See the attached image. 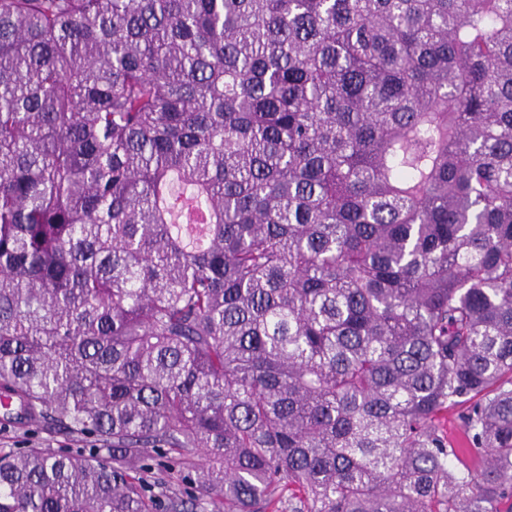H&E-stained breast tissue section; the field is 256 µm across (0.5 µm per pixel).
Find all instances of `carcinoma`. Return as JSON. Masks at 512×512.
Masks as SVG:
<instances>
[{"label":"carcinoma","mask_w":512,"mask_h":512,"mask_svg":"<svg viewBox=\"0 0 512 512\" xmlns=\"http://www.w3.org/2000/svg\"><path fill=\"white\" fill-rule=\"evenodd\" d=\"M2 399L0 512H512V0H0ZM95 447V439L91 436L70 437L50 432L40 422H21L14 427L4 429L0 424V450L23 451L28 448H44L57 452L70 450L73 452ZM147 463L150 465L145 473V477L151 484L153 489V483L159 482L170 484L177 493H184L185 491L192 490L197 482V468L194 467H174L172 470L166 468H160L155 465V461L148 460ZM151 489V491H152Z\"/></svg>","instance_id":"cac0c4a2"}]
</instances>
